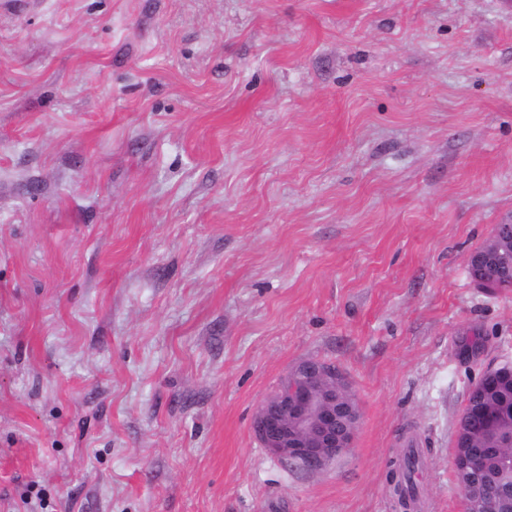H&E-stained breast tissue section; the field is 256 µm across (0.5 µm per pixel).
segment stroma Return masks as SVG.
<instances>
[{"label":"stroma","instance_id":"stroma-1","mask_svg":"<svg viewBox=\"0 0 512 512\" xmlns=\"http://www.w3.org/2000/svg\"><path fill=\"white\" fill-rule=\"evenodd\" d=\"M512 0H21L0 12V512H462L512 361ZM361 408L319 473L251 433L306 359ZM501 246L500 238H491L483 245L475 250L493 251ZM512 254L508 247H503L492 254H483L479 256L477 253H471L469 260H474L475 264L480 267L484 279H498L501 281H512ZM461 416L469 433L475 436L487 433L495 423V414L475 402H466ZM420 455L418 448H407L403 454H399L396 459L390 461V474L394 471L396 474L392 490L398 496L401 507L403 501L416 503L418 501V487L414 480V475L419 469Z\"/></svg>","mask_w":512,"mask_h":512}]
</instances>
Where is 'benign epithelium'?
I'll return each mask as SVG.
<instances>
[{
	"instance_id": "benign-epithelium-1",
	"label": "benign epithelium",
	"mask_w": 512,
	"mask_h": 512,
	"mask_svg": "<svg viewBox=\"0 0 512 512\" xmlns=\"http://www.w3.org/2000/svg\"><path fill=\"white\" fill-rule=\"evenodd\" d=\"M470 258L486 279L512 281V250L503 247ZM512 375V363L504 361L487 368L481 384ZM462 417L470 434L480 436L493 427L495 414L475 402L465 404ZM360 421L356 395L335 364L309 359L296 364L279 387L257 406L252 434L272 456L308 472H319L353 447ZM492 448L469 453L468 472L459 476L463 503L472 510L499 512L512 494V460L502 457L488 461Z\"/></svg>"
}]
</instances>
